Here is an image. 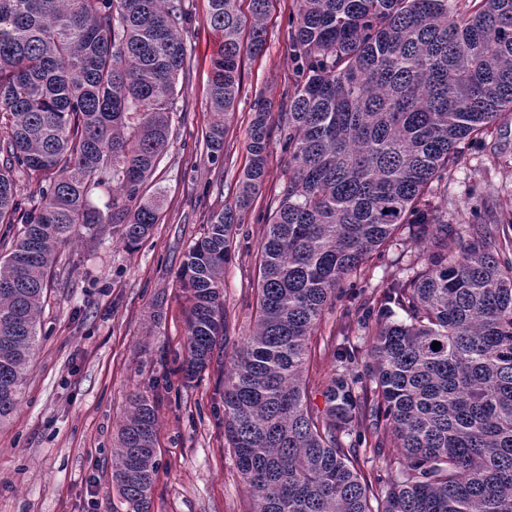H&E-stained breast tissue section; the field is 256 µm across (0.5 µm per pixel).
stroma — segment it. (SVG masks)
<instances>
[{
	"instance_id": "stroma-1",
	"label": "stroma",
	"mask_w": 512,
	"mask_h": 512,
	"mask_svg": "<svg viewBox=\"0 0 512 512\" xmlns=\"http://www.w3.org/2000/svg\"><path fill=\"white\" fill-rule=\"evenodd\" d=\"M187 3L192 20L183 33L187 60L177 81L171 143L146 185L147 192L165 195L162 218L133 252L109 240L59 250L41 342L15 410L0 424V512H129L112 483V440L129 398L142 391L156 398L159 419L151 512H252L233 453L224 446L221 393L234 347L255 320L258 246L282 181L279 129L271 131L266 179L241 216L235 254L224 270L228 344L186 386L179 372L186 355V302L177 274L211 212L234 199L249 162L254 100H267L271 113H278L294 82L287 35L293 0H269L264 49L241 55V91L218 166L204 149L214 119L209 79L218 40L206 25L208 0ZM207 185L215 194L204 195ZM430 200L448 210L452 250L467 239L472 210L490 207L511 215L512 123L492 126L466 151L447 188L435 189ZM402 239V245L372 255L366 276L347 282L313 336V406L323 405L321 392L335 369L332 344L347 309L416 270L428 243L409 227ZM155 310L162 313L157 324L150 320Z\"/></svg>"
}]
</instances>
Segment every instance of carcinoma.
<instances>
[{
    "instance_id": "cac0c4a2",
    "label": "carcinoma",
    "mask_w": 512,
    "mask_h": 512,
    "mask_svg": "<svg viewBox=\"0 0 512 512\" xmlns=\"http://www.w3.org/2000/svg\"><path fill=\"white\" fill-rule=\"evenodd\" d=\"M237 2L209 0L222 38L205 138L214 165L243 34L255 54L266 42L268 0H251L249 19ZM294 2L295 82L279 113L288 167L258 246L255 329L224 372V447L253 512H512V237L488 228L498 219L486 210L450 250L443 210L426 199L512 121V0ZM189 22L185 0H0V224L21 225L0 252V424L37 346L58 249L107 230L134 249L162 217V191L144 187L169 146ZM269 118L256 101L234 202L211 213L178 273L189 382L227 342L224 269L266 178ZM22 180L34 189L20 193ZM404 225L431 241L427 261L355 314L372 329L374 365L360 375L358 347L336 344L342 372L319 410L311 337ZM157 433L154 398L133 394L112 448L131 512H150ZM362 446L400 451L380 494L357 469Z\"/></svg>"
}]
</instances>
